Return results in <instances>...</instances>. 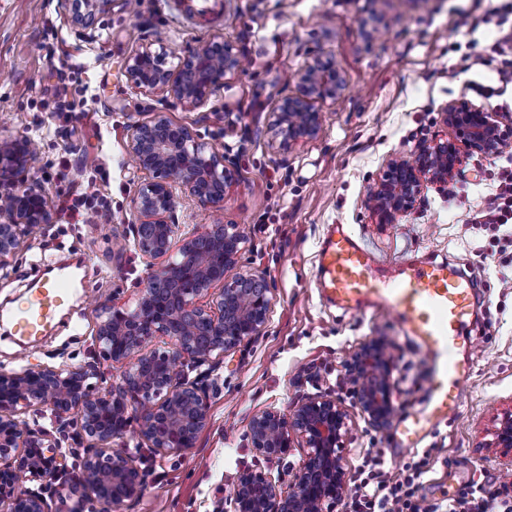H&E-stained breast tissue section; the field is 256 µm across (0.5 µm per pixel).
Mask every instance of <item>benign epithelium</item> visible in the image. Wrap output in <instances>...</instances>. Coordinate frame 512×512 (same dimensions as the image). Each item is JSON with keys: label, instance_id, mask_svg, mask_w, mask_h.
I'll return each mask as SVG.
<instances>
[{"label": "benign epithelium", "instance_id": "1", "mask_svg": "<svg viewBox=\"0 0 512 512\" xmlns=\"http://www.w3.org/2000/svg\"><path fill=\"white\" fill-rule=\"evenodd\" d=\"M109 2L59 0L74 27L82 30L92 29L96 12ZM240 65V52L216 41L190 48L174 72L165 68L162 53L145 46L130 58L127 75L146 93L160 90L182 104L200 106L224 84V75ZM298 83V94L283 99L270 126V147L278 153L317 136L322 116L314 103L334 100L344 89L330 57L304 69ZM442 120L453 130V139H435L387 161L369 192L377 223H395L420 199L424 183H448L463 155L494 157L512 146V115L507 112H490L461 97L448 102ZM34 148L29 138L1 139L0 172L26 168ZM128 148L143 174L134 200L139 214L135 244L148 261L165 262L151 272L134 309L110 299L98 304L100 354L127 366L119 385L89 383L100 376L95 363L0 369V512H47L45 498L22 489V481L55 480L68 471L58 442L20 418L28 409L46 406L62 426L75 415L83 419L77 439L88 440L87 452L68 488L73 495L92 494L102 512H112V506L139 496L143 488L131 458L112 451V439L127 431L131 411L139 410L141 435L154 450L193 447L208 421L209 405L206 389L185 381L182 368L206 362L214 353L260 335L266 326L272 298L265 275L248 271L224 280L238 263V226L201 229L180 224L174 216L182 194L200 207L223 205L232 163L197 141L188 127H174L160 113L129 127ZM2 199L7 206H0V259L14 253L36 225L51 220L49 199L35 181L18 186L0 179ZM155 336L168 337L171 348L144 351ZM392 367L381 337L362 344L345 366V380L353 385L358 405L378 429L386 428L395 412ZM348 430L347 410L328 396L303 401L288 415L276 410L255 415L249 425L255 453L273 457L296 440L307 455L287 491L261 470L240 472L233 512H335L347 484L341 449ZM490 447L496 449L504 472L511 471L512 410L496 420Z\"/></svg>", "mask_w": 512, "mask_h": 512}]
</instances>
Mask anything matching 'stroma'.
Listing matches in <instances>:
<instances>
[{"label":"stroma","mask_w":512,"mask_h":512,"mask_svg":"<svg viewBox=\"0 0 512 512\" xmlns=\"http://www.w3.org/2000/svg\"><path fill=\"white\" fill-rule=\"evenodd\" d=\"M227 13L222 25L197 29L170 0H140L135 10L128 0H112L87 36L58 0H0V139L38 142L35 160L14 182L37 181L53 201L51 222L0 258V368L95 360L105 378L119 380L122 366L99 357L95 301L111 297L134 307L151 274L134 246L133 201L142 175L129 155L127 130L161 114L234 160L222 208L183 200L176 216L182 224L239 225L240 259L227 275L264 272L273 305L263 334L221 354L218 370L185 367L187 380L208 386L210 420L194 448L155 452L140 438L136 419L113 440V450L130 455L144 478L140 496L116 512H214L248 467L289 480L305 449L255 456L249 422L323 395L350 416L342 449L347 473L378 451L392 476L425 457L428 501L475 485L494 504L512 506V483L486 445L495 418L512 409V227L477 221L492 206L507 161L466 155L448 184L425 183L417 204L393 224L377 223L367 206L392 155L446 135L441 113L449 101L512 108V83L500 81L502 58L491 51L507 32L500 17L512 21V0H227ZM208 41L233 45L244 63L203 106L142 92L128 78L127 61L140 47L164 53L174 70L189 47ZM322 56L335 59L345 91L320 104L317 137L274 152L273 114L297 93L299 73ZM65 81L85 88L83 111H54ZM90 185L106 200L108 216L92 210L83 220L71 218L60 198ZM332 224L350 225L385 261L445 260L475 284L459 349L471 369L460 412L400 456L398 421L421 408L428 369L394 318L354 314L323 299L316 254ZM63 259L74 261L70 273L86 288L73 292L45 333L23 344L17 321L45 269ZM376 336L390 343L399 367L391 375L395 420L383 430L360 410L344 379L345 361Z\"/></svg>","instance_id":"35a3bbf8"}]
</instances>
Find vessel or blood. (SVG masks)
<instances>
[{
	"label": "vessel or blood",
	"instance_id": "vessel-or-blood-1",
	"mask_svg": "<svg viewBox=\"0 0 512 512\" xmlns=\"http://www.w3.org/2000/svg\"><path fill=\"white\" fill-rule=\"evenodd\" d=\"M174 7L194 22L224 16V0H209L201 8L195 0H175ZM316 278L327 301L356 313L372 309L392 316L426 359L425 405L401 421V447H415L434 424L458 413L470 371L454 353L475 296L469 279L445 261L412 262L390 273L344 224L331 225L325 233ZM67 288L62 279L44 284L34 306L18 321L19 334L31 337L45 330Z\"/></svg>",
	"mask_w": 512,
	"mask_h": 512
}]
</instances>
